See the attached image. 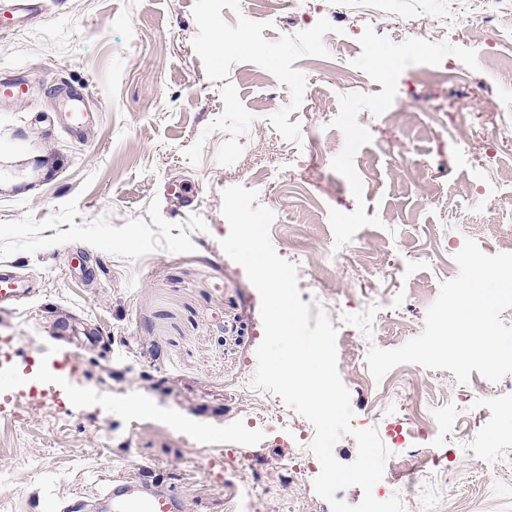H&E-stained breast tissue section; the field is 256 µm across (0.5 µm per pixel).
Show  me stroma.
Segmentation results:
<instances>
[{
	"label": "stroma",
	"instance_id": "stroma-1",
	"mask_svg": "<svg viewBox=\"0 0 512 512\" xmlns=\"http://www.w3.org/2000/svg\"><path fill=\"white\" fill-rule=\"evenodd\" d=\"M493 29H432L460 8ZM333 0H306L289 19L281 0H45L43 17L0 32V77L24 81L25 102L0 100V155L37 160L40 177L0 182V264L38 296L0 310L16 394L0 412V512H41L49 500L96 498L108 475L153 467L185 491L193 512H331L312 482L289 486V465L313 471L298 415L257 387L260 296L222 250L224 188L257 178L283 154L291 164L265 190L270 237L292 259L294 231L341 253L337 285L298 269L303 302L330 318L381 298L373 339L338 347L351 425L385 434L412 421L391 370L381 409L356 377L370 345L393 349L420 334L465 239L502 252L512 228V138H476L496 123L512 84L482 65L512 59V0H352L347 25ZM236 46L216 52V39ZM392 60L376 82L370 57ZM456 70L470 75L454 87ZM61 85L83 89L96 117L73 137L59 124ZM471 147H464V139ZM198 187L192 210L172 184ZM422 289L411 300V289ZM69 326L75 370L34 377L24 360ZM70 390L40 398L35 385ZM444 438L430 448L432 483L386 466L380 482L406 512H512V404L478 372L419 368L416 381ZM261 449L251 472L234 467Z\"/></svg>",
	"mask_w": 512,
	"mask_h": 512
}]
</instances>
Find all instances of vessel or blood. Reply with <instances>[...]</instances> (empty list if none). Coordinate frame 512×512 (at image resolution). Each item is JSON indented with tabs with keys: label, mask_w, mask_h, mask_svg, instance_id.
Wrapping results in <instances>:
<instances>
[{
	"label": "vessel or blood",
	"mask_w": 512,
	"mask_h": 512,
	"mask_svg": "<svg viewBox=\"0 0 512 512\" xmlns=\"http://www.w3.org/2000/svg\"><path fill=\"white\" fill-rule=\"evenodd\" d=\"M43 13V0H0V28H17ZM63 100L66 127L71 133H79L92 122L94 113L78 89L67 88ZM33 295L29 279L14 271L0 270V305L23 302ZM45 362L63 372L71 366V355L56 347L31 358L29 367L35 370ZM99 505L105 512H184L185 498L175 486L163 484L147 471L108 479Z\"/></svg>",
	"instance_id": "1"
}]
</instances>
